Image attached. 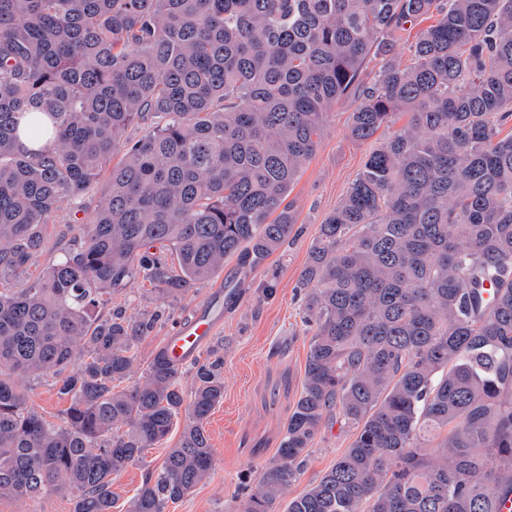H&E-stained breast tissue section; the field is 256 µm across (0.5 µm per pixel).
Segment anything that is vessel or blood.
I'll list each match as a JSON object with an SVG mask.
<instances>
[{"instance_id":"1","label":"vessel or blood","mask_w":512,"mask_h":512,"mask_svg":"<svg viewBox=\"0 0 512 512\" xmlns=\"http://www.w3.org/2000/svg\"><path fill=\"white\" fill-rule=\"evenodd\" d=\"M234 299L233 292L215 290L189 321L180 324L170 336H167L164 349L168 357L180 365L194 360L209 344L221 325L220 312L223 306L231 304Z\"/></svg>"}]
</instances>
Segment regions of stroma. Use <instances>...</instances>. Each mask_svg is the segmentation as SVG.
I'll use <instances>...</instances> for the list:
<instances>
[{"mask_svg":"<svg viewBox=\"0 0 512 512\" xmlns=\"http://www.w3.org/2000/svg\"><path fill=\"white\" fill-rule=\"evenodd\" d=\"M350 111L349 101L336 104L319 150L291 188L288 199L298 217V237L254 269L240 268L231 261L220 273L224 282L240 285L242 296L234 310L225 312L224 322L210 342L224 358V399L206 422L214 470L190 494L168 503L165 512H242V483L256 481L276 455L301 389L311 338L303 322L306 290L300 284V274L320 224L344 197L372 149L371 144L351 139ZM105 189V183L94 184L84 197L65 206L63 221L48 225L45 247L31 274L59 261L77 234V224L89 218L90 207L103 198ZM213 288V283H206L165 308L150 284L137 278L124 292L105 297L99 312L120 311L135 317L164 309L165 319L138 348L134 372L139 375L155 349L207 300ZM351 441V435L341 432L338 424L326 423L307 453L299 479L274 512H285L289 499L322 476ZM167 445L146 449L142 462L114 477L112 512H124L125 502L137 492L146 474L160 468Z\"/></svg>","mask_w":512,"mask_h":512,"instance_id":"obj_1","label":"stroma"}]
</instances>
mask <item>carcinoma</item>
<instances>
[{"mask_svg":"<svg viewBox=\"0 0 512 512\" xmlns=\"http://www.w3.org/2000/svg\"><path fill=\"white\" fill-rule=\"evenodd\" d=\"M433 16L402 61L389 36ZM347 97L357 142L409 121L310 248L302 389L244 512H271L331 417L354 440L287 512H499L512 495V0H0V499L57 491L74 512H112L114 476L180 418L125 512H164L210 477L224 362L194 363L187 392L160 347L120 389L159 314L97 308L137 276L174 302L231 260L283 249L291 186ZM105 172L78 246L22 280L45 225ZM26 379L70 399L62 423L29 404Z\"/></svg>","mask_w":512,"mask_h":512,"instance_id":"obj_1","label":"carcinoma"}]
</instances>
